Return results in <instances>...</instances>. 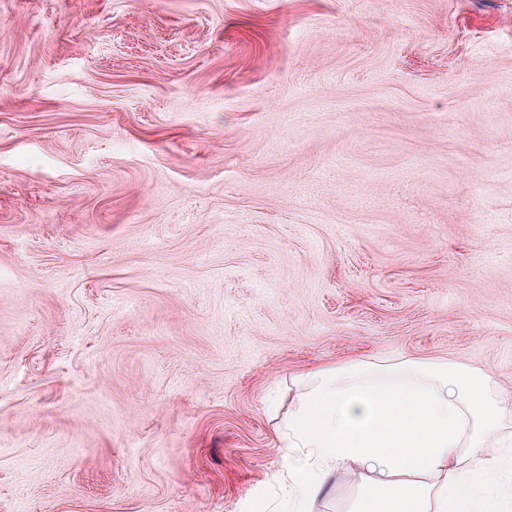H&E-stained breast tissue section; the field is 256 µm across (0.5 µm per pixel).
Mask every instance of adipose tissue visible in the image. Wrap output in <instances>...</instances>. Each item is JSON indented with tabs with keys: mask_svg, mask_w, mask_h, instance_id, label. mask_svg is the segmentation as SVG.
Wrapping results in <instances>:
<instances>
[{
	"mask_svg": "<svg viewBox=\"0 0 512 512\" xmlns=\"http://www.w3.org/2000/svg\"><path fill=\"white\" fill-rule=\"evenodd\" d=\"M512 423V393L448 362L359 365L306 375L288 414L281 476L293 512H315L327 479L358 465L357 512H478L503 460L485 452Z\"/></svg>",
	"mask_w": 512,
	"mask_h": 512,
	"instance_id": "ef3b65f1",
	"label": "adipose tissue"
}]
</instances>
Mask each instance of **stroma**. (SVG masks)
Wrapping results in <instances>:
<instances>
[{
	"label": "stroma",
	"instance_id": "1",
	"mask_svg": "<svg viewBox=\"0 0 512 512\" xmlns=\"http://www.w3.org/2000/svg\"><path fill=\"white\" fill-rule=\"evenodd\" d=\"M407 359L512 392V0H0V512H289Z\"/></svg>",
	"mask_w": 512,
	"mask_h": 512
}]
</instances>
